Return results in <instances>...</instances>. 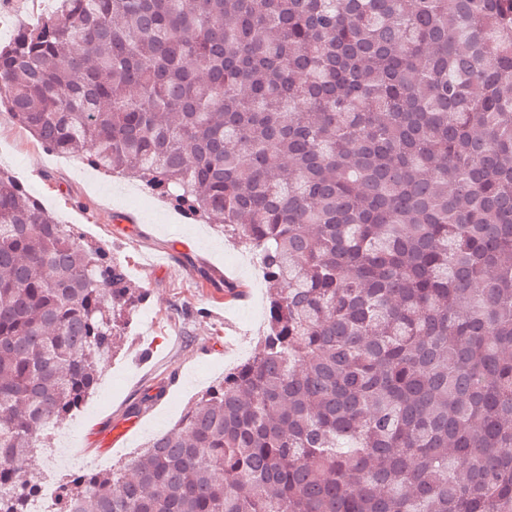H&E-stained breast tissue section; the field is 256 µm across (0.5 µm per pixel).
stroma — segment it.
Listing matches in <instances>:
<instances>
[{
    "mask_svg": "<svg viewBox=\"0 0 512 512\" xmlns=\"http://www.w3.org/2000/svg\"><path fill=\"white\" fill-rule=\"evenodd\" d=\"M51 0H0V41L16 25L33 23ZM26 129L0 121V164L7 165L41 198L50 214L86 238L108 244L137 283L148 291L142 312L152 320L148 340L130 335L124 349L102 367L95 391L25 471L55 481L65 474L123 465L146 436L172 428L184 409L228 368L257 349L265 290L255 284L247 246L226 241L211 225L182 217L143 187L116 194V177L85 168L75 178ZM240 284L237 298L224 296L225 280ZM164 395L141 417L139 430L106 450L97 430L123 417L147 387Z\"/></svg>",
    "mask_w": 512,
    "mask_h": 512,
    "instance_id": "stroma-1",
    "label": "stroma"
}]
</instances>
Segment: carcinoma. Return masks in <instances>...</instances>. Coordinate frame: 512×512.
Listing matches in <instances>:
<instances>
[{
  "mask_svg": "<svg viewBox=\"0 0 512 512\" xmlns=\"http://www.w3.org/2000/svg\"><path fill=\"white\" fill-rule=\"evenodd\" d=\"M0 107L258 257V350L56 512H512V0H55ZM0 167V512L147 299Z\"/></svg>",
  "mask_w": 512,
  "mask_h": 512,
  "instance_id": "cac0c4a2",
  "label": "carcinoma"
}]
</instances>
